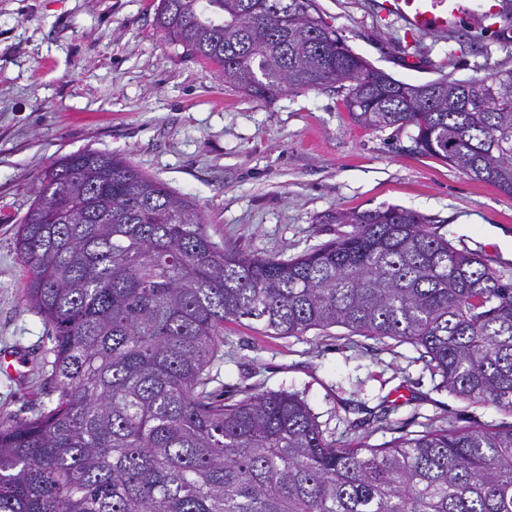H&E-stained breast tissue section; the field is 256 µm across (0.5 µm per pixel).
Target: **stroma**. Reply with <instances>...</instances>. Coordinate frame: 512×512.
<instances>
[{
  "label": "stroma",
  "instance_id": "obj_1",
  "mask_svg": "<svg viewBox=\"0 0 512 512\" xmlns=\"http://www.w3.org/2000/svg\"><path fill=\"white\" fill-rule=\"evenodd\" d=\"M158 0H0V351L27 362L0 371V419L32 417L45 398L36 366L49 328L25 303L18 225L46 170L77 152L122 156L190 198L211 240L296 256L346 232L326 215L397 205L438 219L455 247L512 281V198L417 153L408 131L353 122L326 85L256 99L225 84L156 27ZM353 52L420 84L512 67V14L476 26L408 33L378 0H315ZM226 398L288 390L327 437L381 444L424 425H510L512 416L450 393L408 343L349 334L265 336L224 326L210 370Z\"/></svg>",
  "mask_w": 512,
  "mask_h": 512
}]
</instances>
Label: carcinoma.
<instances>
[{
  "mask_svg": "<svg viewBox=\"0 0 512 512\" xmlns=\"http://www.w3.org/2000/svg\"><path fill=\"white\" fill-rule=\"evenodd\" d=\"M164 38L257 99L337 84L364 127L512 197V68L393 78L313 0H159ZM296 257L219 248L187 197L127 159H55L19 224L23 297L51 328L47 402L0 421V512H512V425L345 447L286 390L209 389L224 323L412 344L456 396L512 416V283L395 205L338 213Z\"/></svg>",
  "mask_w": 512,
  "mask_h": 512,
  "instance_id": "carcinoma-1",
  "label": "carcinoma"
}]
</instances>
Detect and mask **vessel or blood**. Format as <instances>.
Returning a JSON list of instances; mask_svg holds the SVG:
<instances>
[{
    "mask_svg": "<svg viewBox=\"0 0 512 512\" xmlns=\"http://www.w3.org/2000/svg\"><path fill=\"white\" fill-rule=\"evenodd\" d=\"M385 14L403 21L407 31H446L461 20L475 17L478 23L499 16L500 0H485L481 13H473L468 0H381Z\"/></svg>",
    "mask_w": 512,
    "mask_h": 512,
    "instance_id": "obj_1",
    "label": "vessel or blood"
}]
</instances>
